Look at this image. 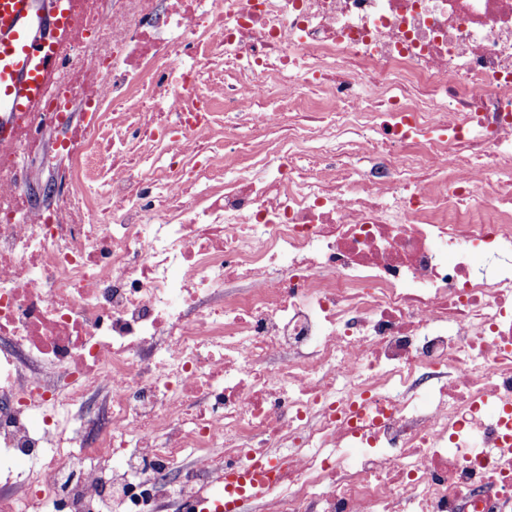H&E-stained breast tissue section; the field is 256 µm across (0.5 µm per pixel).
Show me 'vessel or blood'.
Returning <instances> with one entry per match:
<instances>
[{"label":"vessel or blood","mask_w":512,"mask_h":512,"mask_svg":"<svg viewBox=\"0 0 512 512\" xmlns=\"http://www.w3.org/2000/svg\"><path fill=\"white\" fill-rule=\"evenodd\" d=\"M73 19L44 12L40 0H0V139L9 138L16 113L34 111L47 84L61 75L73 39ZM266 461L224 480L225 489L249 486L251 499L272 492Z\"/></svg>","instance_id":"1"}]
</instances>
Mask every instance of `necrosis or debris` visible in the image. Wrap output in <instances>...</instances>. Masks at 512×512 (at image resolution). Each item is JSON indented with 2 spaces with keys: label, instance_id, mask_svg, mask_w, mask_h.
<instances>
[{
  "label": "necrosis or debris",
  "instance_id": "4bbe7bcc",
  "mask_svg": "<svg viewBox=\"0 0 512 512\" xmlns=\"http://www.w3.org/2000/svg\"><path fill=\"white\" fill-rule=\"evenodd\" d=\"M72 13L0 142V512L190 503L260 457L264 512H512V0Z\"/></svg>",
  "mask_w": 512,
  "mask_h": 512
}]
</instances>
